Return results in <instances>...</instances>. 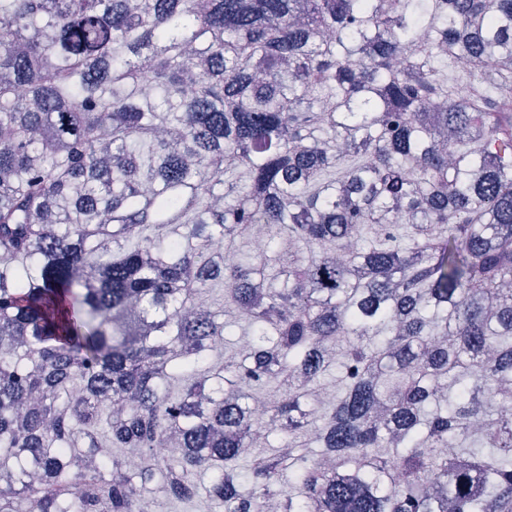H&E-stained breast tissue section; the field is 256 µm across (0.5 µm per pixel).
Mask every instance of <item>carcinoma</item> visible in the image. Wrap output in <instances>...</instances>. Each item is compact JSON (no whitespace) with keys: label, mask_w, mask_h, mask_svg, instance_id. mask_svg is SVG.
<instances>
[{"label":"carcinoma","mask_w":512,"mask_h":512,"mask_svg":"<svg viewBox=\"0 0 512 512\" xmlns=\"http://www.w3.org/2000/svg\"><path fill=\"white\" fill-rule=\"evenodd\" d=\"M206 473L512 512V0H0V512Z\"/></svg>","instance_id":"obj_1"}]
</instances>
